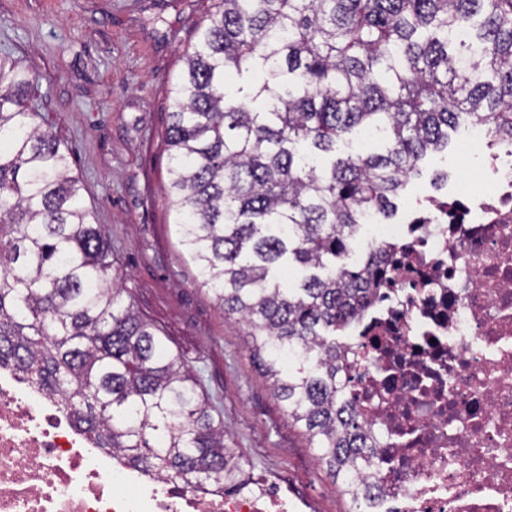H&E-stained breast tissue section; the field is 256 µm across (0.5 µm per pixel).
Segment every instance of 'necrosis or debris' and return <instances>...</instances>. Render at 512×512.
<instances>
[{
  "instance_id": "obj_1",
  "label": "necrosis or debris",
  "mask_w": 512,
  "mask_h": 512,
  "mask_svg": "<svg viewBox=\"0 0 512 512\" xmlns=\"http://www.w3.org/2000/svg\"><path fill=\"white\" fill-rule=\"evenodd\" d=\"M458 177L362 217L388 282L338 346L376 447L369 512H512V144L473 124ZM281 477L163 479L96 447L60 398L0 365V512H300Z\"/></svg>"
}]
</instances>
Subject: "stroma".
<instances>
[{
  "label": "stroma",
  "mask_w": 512,
  "mask_h": 512,
  "mask_svg": "<svg viewBox=\"0 0 512 512\" xmlns=\"http://www.w3.org/2000/svg\"><path fill=\"white\" fill-rule=\"evenodd\" d=\"M214 0H0V50L43 76L38 110L71 158L82 198L112 250L109 278L200 378L224 440L248 472L287 473L315 512H352L303 428L273 394L249 329L225 319L179 243L169 178L168 89ZM449 148L408 186L453 173Z\"/></svg>",
  "instance_id": "obj_1"
}]
</instances>
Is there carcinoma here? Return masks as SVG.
<instances>
[{
	"mask_svg": "<svg viewBox=\"0 0 512 512\" xmlns=\"http://www.w3.org/2000/svg\"><path fill=\"white\" fill-rule=\"evenodd\" d=\"M186 65L167 131L181 245L347 494L371 444L337 385L336 332L384 270L343 259L448 130L512 142V0H219ZM42 79L0 53V363L130 466L224 481L244 464L193 371L109 282L69 151L29 106ZM357 129L377 147L326 163Z\"/></svg>",
	"mask_w": 512,
	"mask_h": 512,
	"instance_id": "carcinoma-1",
	"label": "carcinoma"
}]
</instances>
